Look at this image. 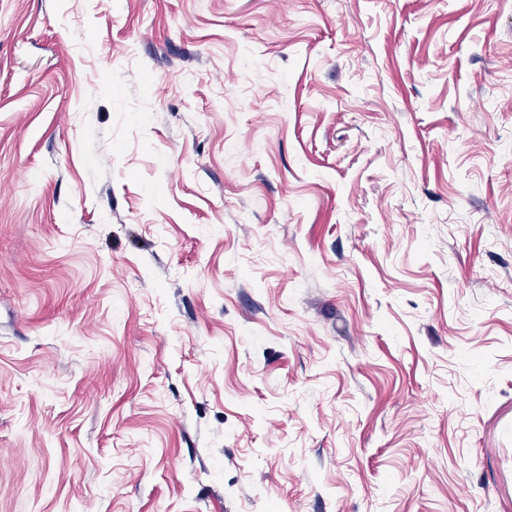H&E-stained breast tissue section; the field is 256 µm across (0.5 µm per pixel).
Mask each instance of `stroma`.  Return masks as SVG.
Instances as JSON below:
<instances>
[{"mask_svg":"<svg viewBox=\"0 0 512 512\" xmlns=\"http://www.w3.org/2000/svg\"><path fill=\"white\" fill-rule=\"evenodd\" d=\"M0 512H512V0H0Z\"/></svg>","mask_w":512,"mask_h":512,"instance_id":"stroma-1","label":"stroma"}]
</instances>
